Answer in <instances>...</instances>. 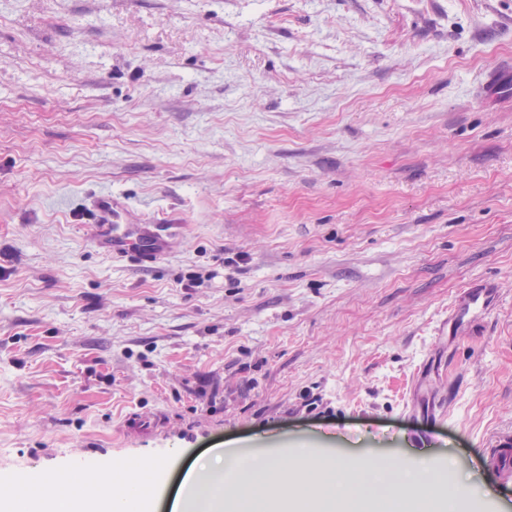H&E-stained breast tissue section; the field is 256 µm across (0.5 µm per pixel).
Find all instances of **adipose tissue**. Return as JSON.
<instances>
[{"mask_svg": "<svg viewBox=\"0 0 512 512\" xmlns=\"http://www.w3.org/2000/svg\"><path fill=\"white\" fill-rule=\"evenodd\" d=\"M303 454L264 455L245 463L233 449H212L184 475L172 512H375L381 478L366 473L335 482L336 465L319 474L304 468ZM166 462H154L147 477L130 480L118 462L94 469L85 490L63 493L70 473L52 470L41 479V495L11 502L7 512H151ZM236 474L234 483L225 474ZM290 489H282L281 479Z\"/></svg>", "mask_w": 512, "mask_h": 512, "instance_id": "obj_1", "label": "adipose tissue"}]
</instances>
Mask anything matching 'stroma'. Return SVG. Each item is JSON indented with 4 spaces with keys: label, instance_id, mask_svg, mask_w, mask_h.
<instances>
[{
    "label": "stroma",
    "instance_id": "stroma-1",
    "mask_svg": "<svg viewBox=\"0 0 512 512\" xmlns=\"http://www.w3.org/2000/svg\"><path fill=\"white\" fill-rule=\"evenodd\" d=\"M507 59L512 0H0V496L307 448L512 512ZM104 195L173 251L99 249ZM476 280L484 328L434 336ZM487 465L499 477L504 485L512 484V448L510 443L502 445L500 448L486 449Z\"/></svg>",
    "mask_w": 512,
    "mask_h": 512
}]
</instances>
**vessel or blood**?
<instances>
[{"label":"vessel or blood","instance_id":"1","mask_svg":"<svg viewBox=\"0 0 512 512\" xmlns=\"http://www.w3.org/2000/svg\"><path fill=\"white\" fill-rule=\"evenodd\" d=\"M121 214L120 206L111 197L98 200L95 225L99 227L100 235L97 242L113 257L123 258L132 254L139 262L154 263L169 252L180 234V225L160 221L124 224L120 221ZM500 301L499 289L487 283L471 284L458 294L449 308L447 317L440 324V335L451 336L456 341L464 340L476 324L483 322L498 307ZM487 465L502 484H512V446L505 444L488 449Z\"/></svg>","mask_w":512,"mask_h":512}]
</instances>
